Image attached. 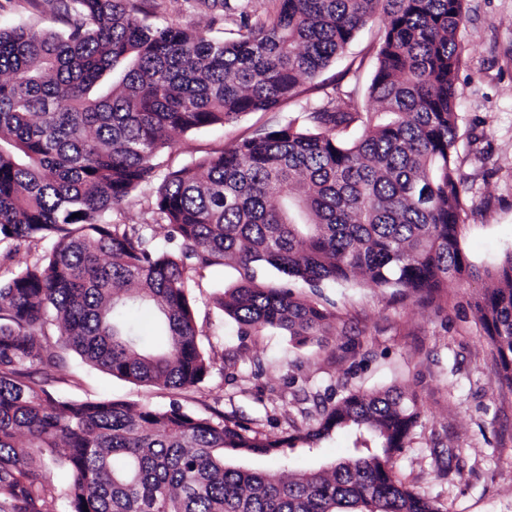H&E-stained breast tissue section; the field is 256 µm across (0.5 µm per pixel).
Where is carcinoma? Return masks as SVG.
Returning a JSON list of instances; mask_svg holds the SVG:
<instances>
[{"instance_id":"1","label":"carcinoma","mask_w":512,"mask_h":512,"mask_svg":"<svg viewBox=\"0 0 512 512\" xmlns=\"http://www.w3.org/2000/svg\"><path fill=\"white\" fill-rule=\"evenodd\" d=\"M60 31L0 29V257L49 243L0 284V512H441L393 478L418 413L401 391L313 396L316 426L270 439L234 414L52 396L44 376L75 354L114 378L188 389L210 374L190 273L232 267L219 305L242 333L299 345L336 335V312L257 279L311 288L362 280L439 302L485 282L474 307L512 386V252L479 268L460 243L456 33L463 0H279L230 39L140 17L145 0H44ZM383 19L369 86L176 170L173 132L224 125L298 95L360 28ZM357 124L361 134L343 136ZM149 188L150 224L107 213ZM77 217H72V214ZM159 225L180 240L150 247ZM152 314L146 349L137 315ZM349 454L278 479L251 456L314 454L337 432ZM70 473L60 494L58 457Z\"/></svg>"}]
</instances>
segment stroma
Returning <instances> with one entry per match:
<instances>
[{"mask_svg": "<svg viewBox=\"0 0 512 512\" xmlns=\"http://www.w3.org/2000/svg\"><path fill=\"white\" fill-rule=\"evenodd\" d=\"M151 23H176L222 38L237 29L241 13L264 17L275 0H229L208 9L198 0H151ZM465 22L456 35L458 112L457 173L467 193L460 218L461 245L470 262L487 266L512 251V0H465ZM60 28L45 0L31 6L12 0L0 26ZM383 34L381 20L367 23L336 61L300 93L268 112L195 133L172 134L164 157L177 169L207 152L287 123L351 92L360 110L373 109L368 87ZM228 267L209 268L190 285L203 344L214 365L198 387L147 388L73 361L51 373L48 390L71 400H121L165 408L176 403L199 415L242 413L245 423L269 437L304 426L305 393L339 399L351 390L399 389L419 414L409 444L395 455V477L432 499L442 512H512V388L495 376L492 347L473 302L480 283L449 285L443 304L403 298L364 283L333 285L323 297L336 303L338 333L324 345L297 346L277 330L242 334L217 307L232 284ZM345 433L322 441L316 454L282 461L253 458L250 466L273 474L318 469L344 459Z\"/></svg>", "mask_w": 512, "mask_h": 512, "instance_id": "stroma-1", "label": "stroma"}]
</instances>
